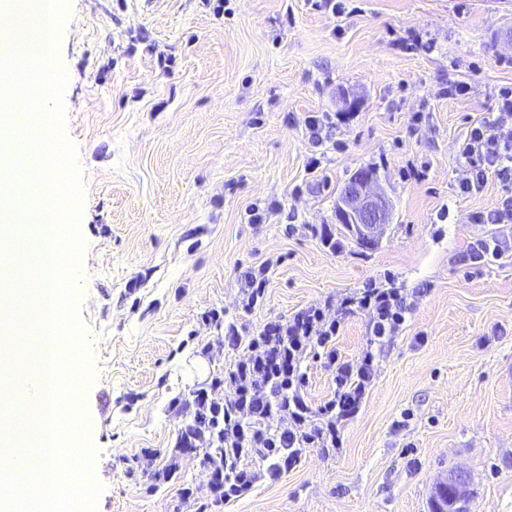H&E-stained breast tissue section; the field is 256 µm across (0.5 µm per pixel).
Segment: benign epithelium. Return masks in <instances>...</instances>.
Returning a JSON list of instances; mask_svg holds the SVG:
<instances>
[{
	"mask_svg": "<svg viewBox=\"0 0 512 512\" xmlns=\"http://www.w3.org/2000/svg\"><path fill=\"white\" fill-rule=\"evenodd\" d=\"M392 204L377 175L358 170L340 189L336 200L338 223L348 225L361 240L376 237L391 222ZM467 482V474L457 471L448 476L446 485L453 491V499L440 505L439 512H468L461 488Z\"/></svg>",
	"mask_w": 512,
	"mask_h": 512,
	"instance_id": "7a95c632",
	"label": "benign epithelium"
}]
</instances>
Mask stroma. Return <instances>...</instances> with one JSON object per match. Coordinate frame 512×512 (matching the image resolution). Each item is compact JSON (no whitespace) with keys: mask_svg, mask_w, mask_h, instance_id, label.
I'll return each mask as SVG.
<instances>
[{"mask_svg":"<svg viewBox=\"0 0 512 512\" xmlns=\"http://www.w3.org/2000/svg\"><path fill=\"white\" fill-rule=\"evenodd\" d=\"M412 32L434 51L406 45ZM55 59L84 193L78 320L95 377L82 419L98 512L206 503L199 459L171 450L187 419L173 399L244 355L209 311L255 334L314 304L335 311L370 281L412 310L341 451L306 449L274 479L252 462L251 488L213 512H430L457 470L470 512H512V251L465 259L500 234L468 217L504 187L492 175L468 194L457 181L459 143L496 112L494 90L512 88V0H346L339 15L313 0H70ZM456 80L472 94L448 97ZM341 90L355 106L337 103ZM311 117L333 124L322 144ZM410 160L424 179L404 176ZM362 168L393 203L369 243L335 212ZM255 207L263 223H250ZM264 262V297L244 308L239 274ZM171 463L173 479L152 480Z\"/></svg>","mask_w":512,"mask_h":512,"instance_id":"35a3bbf8","label":"stroma"}]
</instances>
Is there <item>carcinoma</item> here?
<instances>
[{
	"label": "carcinoma",
	"mask_w": 512,
	"mask_h": 512,
	"mask_svg": "<svg viewBox=\"0 0 512 512\" xmlns=\"http://www.w3.org/2000/svg\"><path fill=\"white\" fill-rule=\"evenodd\" d=\"M173 405L191 413L192 418L179 429L172 456L176 458L189 449H195L202 457L205 478L222 477L215 483L214 503H222L228 497L245 491L252 483L254 473L239 466L243 457L268 463L266 472L273 478L288 470L286 448L265 451L224 447V402L214 401L196 389L183 398L175 399Z\"/></svg>",
	"instance_id": "1"
}]
</instances>
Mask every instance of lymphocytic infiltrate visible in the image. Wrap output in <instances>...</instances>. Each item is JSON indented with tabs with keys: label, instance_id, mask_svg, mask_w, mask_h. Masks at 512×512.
Returning a JSON list of instances; mask_svg holds the SVG:
<instances>
[{
	"label": "lymphocytic infiltrate",
	"instance_id": "1",
	"mask_svg": "<svg viewBox=\"0 0 512 512\" xmlns=\"http://www.w3.org/2000/svg\"><path fill=\"white\" fill-rule=\"evenodd\" d=\"M512 88L500 89L497 115L474 125L459 150L465 176L462 192L480 191L488 174H495L505 194L492 210L470 217L474 224H512ZM362 314L367 342L360 357L341 360L333 347L347 317ZM410 304L394 288L367 283L345 296L335 317H326L318 307L298 312L288 322L267 324L250 339H243L235 324L224 328L228 346H245L246 355L224 371L234 390L224 398V445L228 448H284L289 466H296L308 448L339 451L341 432L354 418L371 388L376 357L407 321ZM323 353L334 369V395L323 405L312 406L303 393L306 374L302 369L309 355ZM287 420L284 430L269 428L273 416Z\"/></svg>",
	"mask_w": 512,
	"mask_h": 512
}]
</instances>
